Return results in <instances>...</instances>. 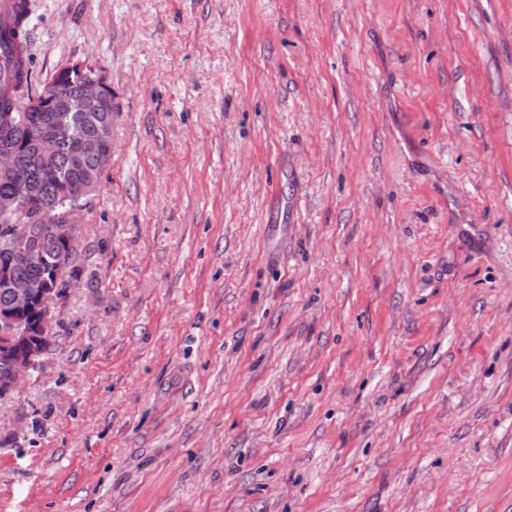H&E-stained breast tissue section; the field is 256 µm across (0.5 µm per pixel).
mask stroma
<instances>
[{"instance_id":"obj_1","label":"stroma","mask_w":512,"mask_h":512,"mask_svg":"<svg viewBox=\"0 0 512 512\" xmlns=\"http://www.w3.org/2000/svg\"><path fill=\"white\" fill-rule=\"evenodd\" d=\"M112 87L0 512H512V0H29Z\"/></svg>"}]
</instances>
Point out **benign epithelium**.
Masks as SVG:
<instances>
[{
	"mask_svg": "<svg viewBox=\"0 0 512 512\" xmlns=\"http://www.w3.org/2000/svg\"><path fill=\"white\" fill-rule=\"evenodd\" d=\"M33 112L43 113L42 130L35 139L23 143L16 138V129L28 124ZM62 112H84L91 118L88 129L75 139V162L95 158L106 166L112 156V87L101 70L83 62L64 66L60 79L28 99L18 117L10 118L0 133V177L12 178L20 185L19 194L0 197V218L5 220L0 226V239L7 242L26 235L38 241L41 224H53V234L62 242V249L48 256L37 245L25 259L45 267L56 279L77 252L81 208L54 211L42 199L41 180L57 181L63 193L80 201L97 190L100 176L88 171L75 182L59 176L57 144ZM18 154L24 162L20 170L13 164ZM0 288L10 295L9 305L0 309V357L12 363L10 374L0 379L2 399L38 368L46 353L54 290L46 277H20L9 264H0Z\"/></svg>",
	"mask_w": 512,
	"mask_h": 512,
	"instance_id": "7a95c632",
	"label": "benign epithelium"
}]
</instances>
